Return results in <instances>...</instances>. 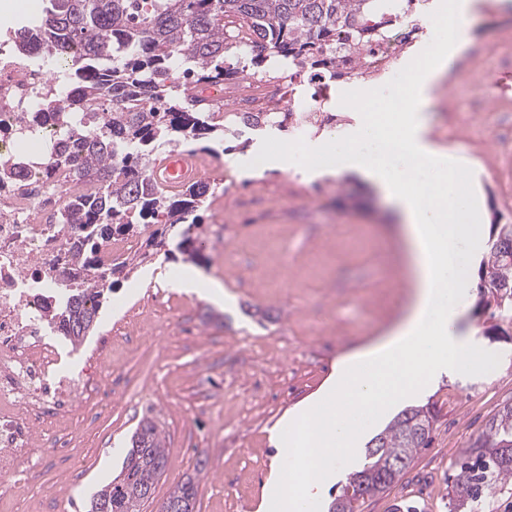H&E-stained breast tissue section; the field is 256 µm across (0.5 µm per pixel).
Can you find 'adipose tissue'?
Returning a JSON list of instances; mask_svg holds the SVG:
<instances>
[{"label": "adipose tissue", "mask_w": 512, "mask_h": 512, "mask_svg": "<svg viewBox=\"0 0 512 512\" xmlns=\"http://www.w3.org/2000/svg\"><path fill=\"white\" fill-rule=\"evenodd\" d=\"M478 0H435L424 45L405 61L410 83L396 113L365 114L349 135L326 139L316 172L354 171L380 187L402 217L412 294L385 336L342 356L322 394L274 427L272 485L280 512H313L319 488L355 453L358 432L402 400L426 392L443 374L479 365L484 354L457 329L468 288L461 274L476 240L480 206L461 184L462 159L427 139L425 109L438 81L466 46ZM342 402V412L329 411Z\"/></svg>", "instance_id": "ef3b65f1"}]
</instances>
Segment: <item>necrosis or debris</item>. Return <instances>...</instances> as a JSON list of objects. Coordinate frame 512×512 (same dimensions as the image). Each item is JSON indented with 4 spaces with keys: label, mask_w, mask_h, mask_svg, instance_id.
Returning <instances> with one entry per match:
<instances>
[{
    "label": "necrosis or debris",
    "mask_w": 512,
    "mask_h": 512,
    "mask_svg": "<svg viewBox=\"0 0 512 512\" xmlns=\"http://www.w3.org/2000/svg\"><path fill=\"white\" fill-rule=\"evenodd\" d=\"M38 22L33 13L0 33V160L26 164L18 177L0 181V494L6 496L44 466L35 430L59 423L87 398L110 399L102 363L78 375L64 370L61 331L48 324L46 311L62 288L91 286L101 272L140 251L139 237L110 236L98 241L90 262L77 260L83 241L63 223V209L69 198L93 194L98 183L75 177L73 165L56 158L66 132L53 107L54 47L42 46L38 60L29 62L15 53L19 35L36 32ZM401 49L394 41L372 49L364 70L373 89L407 85V71L396 65ZM340 69L337 79L304 72L261 81L235 109L296 113L289 123L295 131L325 125L333 119L326 103H352L358 90L348 64Z\"/></svg>",
    "instance_id": "4bbe7bcc"
}]
</instances>
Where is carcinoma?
Here are the masks:
<instances>
[{
  "mask_svg": "<svg viewBox=\"0 0 512 512\" xmlns=\"http://www.w3.org/2000/svg\"><path fill=\"white\" fill-rule=\"evenodd\" d=\"M423 0H50L44 24L57 43L58 92L82 108L77 137L61 154L100 183L93 194L68 203L62 221L81 226L86 256L98 238L136 236L152 224H182L181 251L199 256L191 229L210 185L195 181L170 194L153 178V155L163 145L179 148L224 137V118L206 111L188 89L203 92L234 76L224 56L239 51L234 32L246 26L259 39L252 64L288 62L287 78L298 65L336 72L331 45L357 58L370 52L409 16L398 6ZM234 126L258 132L278 129L272 112L234 113ZM142 261L133 257L101 276L92 287L72 289L63 308L49 314L62 322L73 345L94 328L112 275ZM480 277L495 290L479 292V304L493 307L512 323V253L489 245ZM435 414L428 406L402 410L366 447L357 480L347 482L326 512H358L367 496L387 490L429 444ZM168 464L158 425L141 420L130 439L119 473L98 489L90 512H140ZM512 479V402L504 404L483 432L462 452L449 496L454 512H479L497 484ZM199 480L188 477L170 492V512H194Z\"/></svg>",
  "mask_w": 512,
  "mask_h": 512,
  "instance_id": "1",
  "label": "carcinoma"
}]
</instances>
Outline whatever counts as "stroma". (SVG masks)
<instances>
[{
  "instance_id": "35a3bbf8",
  "label": "stroma",
  "mask_w": 512,
  "mask_h": 512,
  "mask_svg": "<svg viewBox=\"0 0 512 512\" xmlns=\"http://www.w3.org/2000/svg\"><path fill=\"white\" fill-rule=\"evenodd\" d=\"M506 13L512 0L482 10L473 29L485 40L469 44V71L452 84L440 80L427 107L429 138L476 163L461 187L480 194L485 221L465 269L470 288L459 329L487 362L417 397L436 413L430 444L360 512H450L453 462L512 401V325L479 306L476 288L489 217L497 212L512 224V170L500 169L491 147L504 118L496 101L499 52L512 46V30H499L495 18ZM190 148L223 178L199 210L197 231L205 243L198 269L223 287V303L173 287L188 264L176 227L167 232V250L152 252L130 275L115 274L95 326L112 335V405L91 402L75 412L63 429L69 448L48 450L43 470L19 496L0 497V512H63L68 502L88 512L144 418L163 430L168 465L142 512H158L201 460L207 466L196 512H256L277 453L271 428L321 394L340 355L384 335L402 315L410 279L390 205L373 184L352 172L308 178L295 155L282 168L255 167L256 155L275 150L268 134L247 146L228 134ZM231 156L237 166L228 165ZM219 219L220 239L212 233ZM151 271L167 273L169 286L145 283ZM258 360L269 364L259 384L270 399L253 405Z\"/></svg>"
}]
</instances>
